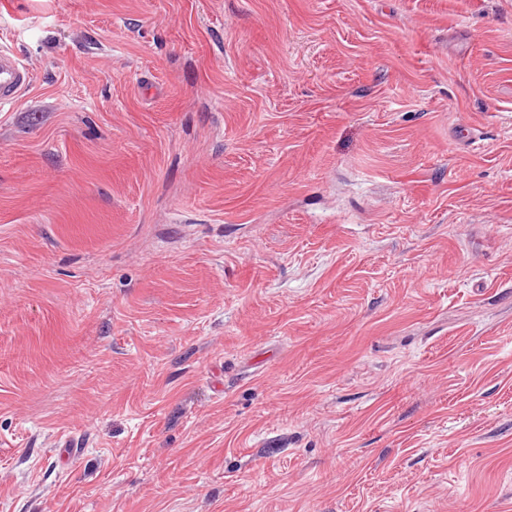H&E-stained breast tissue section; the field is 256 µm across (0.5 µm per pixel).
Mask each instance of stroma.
Masks as SVG:
<instances>
[{"label":"stroma","mask_w":512,"mask_h":512,"mask_svg":"<svg viewBox=\"0 0 512 512\" xmlns=\"http://www.w3.org/2000/svg\"><path fill=\"white\" fill-rule=\"evenodd\" d=\"M1 44L0 512L512 504V0H0ZM32 81L33 73L21 58L0 46V112L13 108Z\"/></svg>","instance_id":"obj_1"}]
</instances>
